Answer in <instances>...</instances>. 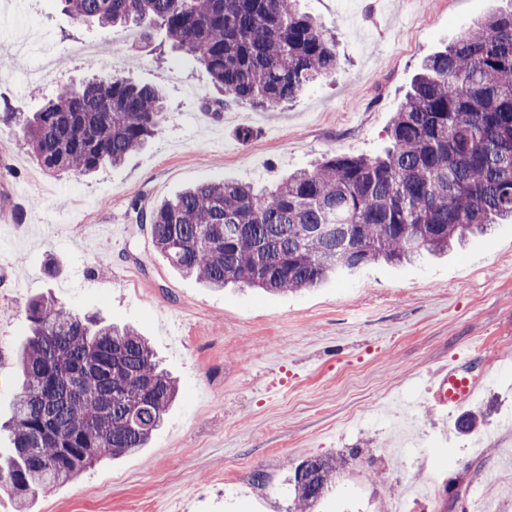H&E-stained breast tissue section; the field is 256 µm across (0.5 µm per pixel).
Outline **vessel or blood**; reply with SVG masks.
Here are the masks:
<instances>
[{"instance_id":"vessel-or-blood-1","label":"vessel or blood","mask_w":512,"mask_h":512,"mask_svg":"<svg viewBox=\"0 0 512 512\" xmlns=\"http://www.w3.org/2000/svg\"><path fill=\"white\" fill-rule=\"evenodd\" d=\"M481 382V373L469 362L438 369L427 386L425 395L435 408L458 412L474 399Z\"/></svg>"}]
</instances>
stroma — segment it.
Masks as SVG:
<instances>
[{"label": "stroma", "instance_id": "stroma-1", "mask_svg": "<svg viewBox=\"0 0 512 512\" xmlns=\"http://www.w3.org/2000/svg\"><path fill=\"white\" fill-rule=\"evenodd\" d=\"M357 2L354 36L338 0H301L335 33L339 68L270 111L216 108L210 75L160 30L126 44L123 29L75 23L57 0H0L60 58L32 84L34 58L17 54L0 72V106L36 111L118 57L167 98L158 137L86 177L45 172L20 127H0V419L20 391L16 354L37 295L136 327L180 385L145 448L87 469L30 512H294L291 470L314 455L346 460L314 512H393L398 501L411 512H512V223L440 257L270 295L203 287L135 222L134 206L200 182L260 186L326 155L381 153L422 61L512 6ZM81 41L96 44L98 62L69 56ZM472 358L482 381L468 410L483 420L463 433L422 394L436 368Z\"/></svg>", "mask_w": 512, "mask_h": 512}]
</instances>
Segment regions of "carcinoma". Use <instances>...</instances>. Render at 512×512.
<instances>
[{
	"mask_svg": "<svg viewBox=\"0 0 512 512\" xmlns=\"http://www.w3.org/2000/svg\"><path fill=\"white\" fill-rule=\"evenodd\" d=\"M79 23L162 30L234 102L267 109L336 71V35L300 0H60ZM154 86L104 73L66 86L22 127L38 164L86 175L117 167L156 137ZM377 157L332 155L256 190L205 181L137 211L178 272L216 291L297 292L380 260L411 261L512 219V8L430 55ZM23 387L5 428L0 490L29 502L84 469L147 445L178 393L148 340L52 298L26 309ZM342 458L294 467L296 509L328 491Z\"/></svg>",
	"mask_w": 512,
	"mask_h": 512,
	"instance_id": "obj_1",
	"label": "carcinoma"
}]
</instances>
